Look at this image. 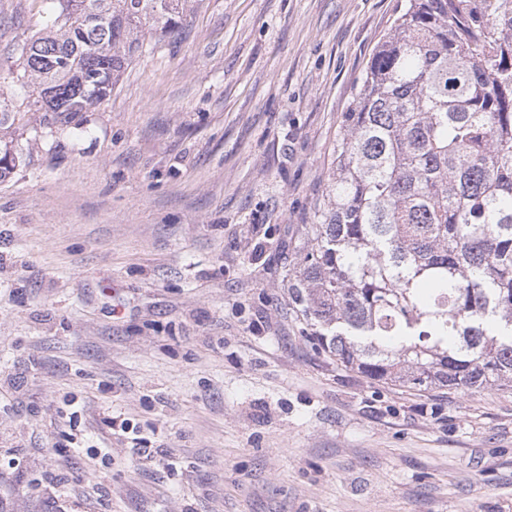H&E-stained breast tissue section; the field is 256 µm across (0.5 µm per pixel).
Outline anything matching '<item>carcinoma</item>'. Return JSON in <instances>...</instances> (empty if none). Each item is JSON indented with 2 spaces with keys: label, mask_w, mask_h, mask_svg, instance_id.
<instances>
[{
  "label": "carcinoma",
  "mask_w": 512,
  "mask_h": 512,
  "mask_svg": "<svg viewBox=\"0 0 512 512\" xmlns=\"http://www.w3.org/2000/svg\"><path fill=\"white\" fill-rule=\"evenodd\" d=\"M19 47L29 111L100 105L188 0H47ZM0 101V180L20 165ZM288 299L314 348L421 392L512 383V0H405L332 144Z\"/></svg>",
  "instance_id": "cac0c4a2"
}]
</instances>
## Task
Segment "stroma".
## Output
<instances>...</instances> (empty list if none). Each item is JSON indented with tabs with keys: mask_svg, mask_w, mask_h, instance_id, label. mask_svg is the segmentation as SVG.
I'll use <instances>...</instances> for the list:
<instances>
[{
	"mask_svg": "<svg viewBox=\"0 0 512 512\" xmlns=\"http://www.w3.org/2000/svg\"><path fill=\"white\" fill-rule=\"evenodd\" d=\"M401 0H192L0 180V512H512V387L319 354L302 225ZM43 0H0V98Z\"/></svg>",
	"mask_w": 512,
	"mask_h": 512,
	"instance_id": "stroma-1",
	"label": "stroma"
}]
</instances>
